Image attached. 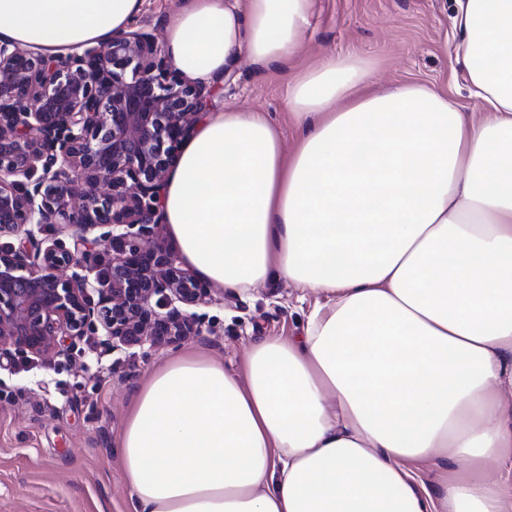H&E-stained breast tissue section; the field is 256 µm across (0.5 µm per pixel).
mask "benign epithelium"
Here are the masks:
<instances>
[{
  "mask_svg": "<svg viewBox=\"0 0 512 512\" xmlns=\"http://www.w3.org/2000/svg\"><path fill=\"white\" fill-rule=\"evenodd\" d=\"M211 94L150 33L58 57L0 41V357L46 358L99 327L114 349L211 331L177 307L211 288L158 243L156 220ZM50 224L73 245L38 238Z\"/></svg>",
  "mask_w": 512,
  "mask_h": 512,
  "instance_id": "1",
  "label": "benign epithelium"
}]
</instances>
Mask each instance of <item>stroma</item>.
I'll return each instance as SVG.
<instances>
[{"label": "stroma", "mask_w": 512, "mask_h": 512, "mask_svg": "<svg viewBox=\"0 0 512 512\" xmlns=\"http://www.w3.org/2000/svg\"><path fill=\"white\" fill-rule=\"evenodd\" d=\"M455 15L454 0H314L295 68L328 53H355L371 62L377 87L436 84L477 112L481 103L470 94L459 57L464 34ZM293 70L257 69L241 59L209 109L263 113L284 148L293 149L299 136L287 108ZM212 295V303L195 309L212 332L148 352L108 348L99 332L59 356L0 368V512H129L116 443L153 369L172 354L201 351L243 371L250 339L297 336L316 303L314 294L282 281L245 293L216 288Z\"/></svg>", "instance_id": "1"}]
</instances>
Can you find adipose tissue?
<instances>
[{"label": "adipose tissue", "mask_w": 512, "mask_h": 512, "mask_svg": "<svg viewBox=\"0 0 512 512\" xmlns=\"http://www.w3.org/2000/svg\"><path fill=\"white\" fill-rule=\"evenodd\" d=\"M314 0H177L164 49L217 85L243 58L293 64ZM142 0H0V40L45 55L106 44ZM485 107L371 83L325 55L288 82L284 154L258 112L204 113L160 209L183 264L240 292L321 296L246 371L172 355L117 453L131 512H512V0H456Z\"/></svg>", "instance_id": "adipose-tissue-1"}]
</instances>
